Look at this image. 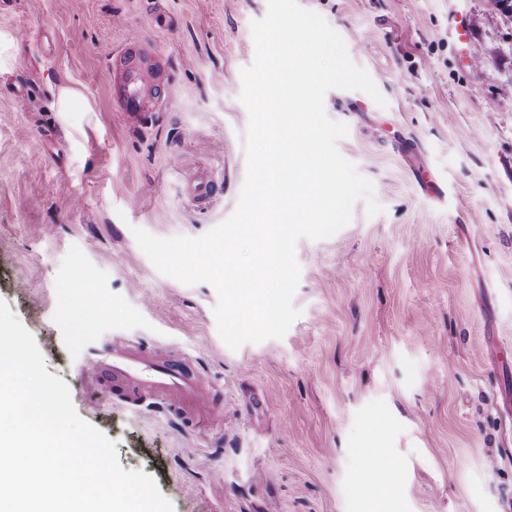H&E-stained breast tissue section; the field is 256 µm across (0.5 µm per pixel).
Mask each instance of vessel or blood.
Instances as JSON below:
<instances>
[{
    "label": "vessel or blood",
    "instance_id": "vessel-or-blood-1",
    "mask_svg": "<svg viewBox=\"0 0 512 512\" xmlns=\"http://www.w3.org/2000/svg\"><path fill=\"white\" fill-rule=\"evenodd\" d=\"M448 34L455 43L457 61L468 68L473 60V20L468 11L457 7L448 13ZM144 44L134 39L121 56L112 93L119 111L137 115L147 111L153 94L160 88L158 70L141 59ZM81 372L91 384L112 379L113 394L129 405H138L147 395L161 398L162 406L176 417L206 412L216 414V386L208 373L186 369L177 359L159 350L118 339L86 346L81 357Z\"/></svg>",
    "mask_w": 512,
    "mask_h": 512
}]
</instances>
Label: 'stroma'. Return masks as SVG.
Here are the masks:
<instances>
[{
    "mask_svg": "<svg viewBox=\"0 0 512 512\" xmlns=\"http://www.w3.org/2000/svg\"><path fill=\"white\" fill-rule=\"evenodd\" d=\"M343 38L385 99L329 90L339 152L372 181L330 238L300 239L299 318L230 350L218 295L159 273L133 228L199 237L230 217L246 178L240 71L267 0H0L25 31L0 77V300L34 335L78 415L155 480L174 512H501L512 493V19L464 0L483 51L460 70L449 0H298ZM160 67L158 103L115 109V60L133 36ZM77 87L89 111H52ZM218 189L189 192L194 170ZM103 306L77 330L82 292ZM98 336L157 344L203 365L220 419L144 400L97 406L77 371ZM379 447L397 473L361 485Z\"/></svg>",
    "mask_w": 512,
    "mask_h": 512,
    "instance_id": "1",
    "label": "stroma"
}]
</instances>
